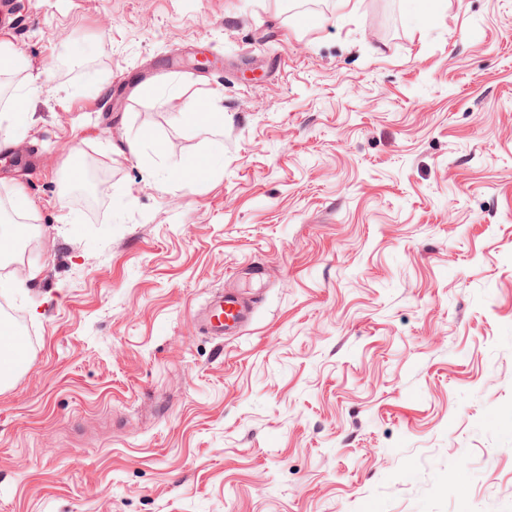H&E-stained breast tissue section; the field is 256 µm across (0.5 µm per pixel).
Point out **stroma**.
<instances>
[{
  "instance_id": "1",
  "label": "stroma",
  "mask_w": 512,
  "mask_h": 512,
  "mask_svg": "<svg viewBox=\"0 0 512 512\" xmlns=\"http://www.w3.org/2000/svg\"><path fill=\"white\" fill-rule=\"evenodd\" d=\"M0 41L52 72L0 123V512H512V0H0ZM40 89L41 85H39L36 81H31L26 84V87L23 91H20L15 96L11 109V119L13 133L16 136L24 135L34 122L33 112H28L25 102L37 94ZM185 121L199 130L207 131L209 128L224 123L223 112H211L208 108L201 112H187L183 114ZM255 301L234 290L214 295L199 315L202 329L224 338L239 334L253 319ZM5 348L7 353L2 357L0 355V381L2 386L16 375L25 365L24 363L21 366H17L14 360L16 352L23 349V344L17 339V336H14L13 341L9 345L5 346Z\"/></svg>"
}]
</instances>
